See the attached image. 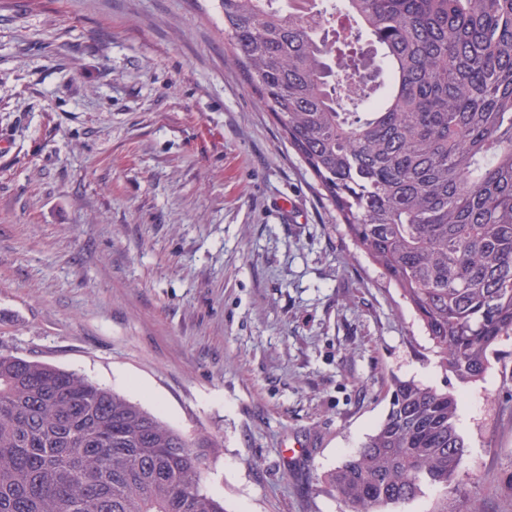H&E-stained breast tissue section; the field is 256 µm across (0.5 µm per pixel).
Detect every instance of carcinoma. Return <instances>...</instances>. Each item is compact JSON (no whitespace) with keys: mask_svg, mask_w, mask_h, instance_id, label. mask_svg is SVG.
Masks as SVG:
<instances>
[{"mask_svg":"<svg viewBox=\"0 0 512 512\" xmlns=\"http://www.w3.org/2000/svg\"><path fill=\"white\" fill-rule=\"evenodd\" d=\"M224 40L357 247L462 385L512 334V0H220ZM456 400L398 381L324 476L385 512L465 473ZM75 372L0 352V512H226L204 448Z\"/></svg>","mask_w":512,"mask_h":512,"instance_id":"1","label":"carcinoma"}]
</instances>
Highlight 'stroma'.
<instances>
[{
    "label": "stroma",
    "instance_id": "1",
    "mask_svg": "<svg viewBox=\"0 0 512 512\" xmlns=\"http://www.w3.org/2000/svg\"><path fill=\"white\" fill-rule=\"evenodd\" d=\"M192 439L227 512H344L322 477L395 379L453 394L469 479L387 512H512V337L446 372L246 83L218 0H0V351Z\"/></svg>",
    "mask_w": 512,
    "mask_h": 512
}]
</instances>
